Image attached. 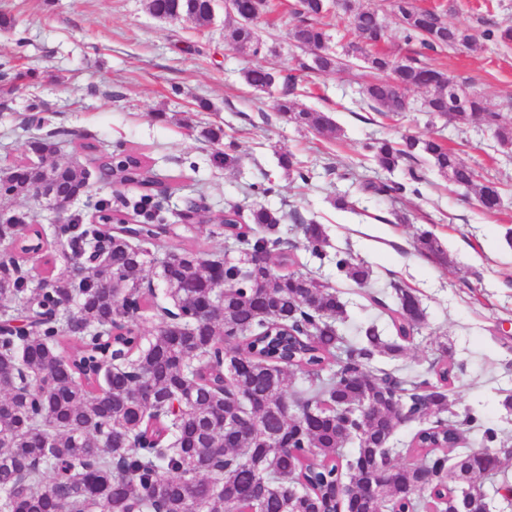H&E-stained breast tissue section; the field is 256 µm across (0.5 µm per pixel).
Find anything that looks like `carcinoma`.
I'll return each mask as SVG.
<instances>
[{"instance_id": "cac0c4a2", "label": "carcinoma", "mask_w": 512, "mask_h": 512, "mask_svg": "<svg viewBox=\"0 0 512 512\" xmlns=\"http://www.w3.org/2000/svg\"><path fill=\"white\" fill-rule=\"evenodd\" d=\"M269 8L260 0H234L237 17L229 38L258 55L264 46L252 20ZM406 40L434 50L469 48V30L448 25L440 14L396 4ZM158 17L211 23L207 0H150ZM344 14L358 42L347 55L363 62L370 80L362 102L380 113L411 109L409 92L421 90L425 112H448L447 72L413 56L384 49L385 25L376 10L344 0ZM322 0H298L290 37L301 47L321 48L310 66L333 71L338 57L320 19ZM244 82L268 92L275 72L255 65ZM465 103L459 117L512 145V125L501 122L482 98L454 86ZM278 111L301 127L333 136L338 127L323 112L297 109L283 94ZM364 150L376 166L392 172L405 161H428L449 183L475 191L489 212L499 209L493 183H480L458 152L437 137L372 139ZM97 182L134 185L138 196L124 200L115 224H85L72 216L47 234L41 224L17 213L0 223V302L19 304L32 319L28 336L0 332V512H453V500L468 496V512H490L481 480L497 476L505 459L491 453L498 433L484 430L478 456L462 447V434L478 426L479 413L456 407L449 396L458 379L447 352L409 375L375 366L396 359L425 320L414 291L390 283L391 302L377 301L390 318L392 340L373 322L348 338L339 292L302 269L297 251L322 260L330 247L323 225L301 224L305 243L284 239L282 211L259 204L251 226L217 223L236 260L210 259L172 247L160 260L155 247L178 236L166 222L147 157L136 150L96 158ZM46 172L60 193L74 191L88 173L51 163ZM425 177L408 167L404 178L368 179L362 190L396 199L419 193ZM106 239L104 260L79 266L89 243ZM52 247L68 266L51 267L35 280L25 267L34 254ZM420 252L443 258L437 239L423 231ZM265 264L254 266L251 256ZM338 275L362 286L371 268L348 250H336ZM158 277L173 307L162 305L148 272ZM224 271V292L213 285V267ZM158 318L151 336L141 333L146 314ZM300 372L305 385L288 394L285 375ZM372 405L365 422L358 407ZM427 421L409 448L389 447L395 430L393 405ZM350 452H345L347 445ZM455 449L453 464L445 451ZM413 461L395 465L401 452ZM396 466L392 478L385 477ZM470 470V483L453 480ZM373 485L378 494L360 490Z\"/></svg>"}]
</instances>
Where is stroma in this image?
<instances>
[{
    "label": "stroma",
    "instance_id": "1",
    "mask_svg": "<svg viewBox=\"0 0 512 512\" xmlns=\"http://www.w3.org/2000/svg\"><path fill=\"white\" fill-rule=\"evenodd\" d=\"M273 2L276 12L257 22L265 48L255 57L229 44V20L220 9L198 29L156 19L148 0H0V19L9 21L0 26V167L36 162L28 145L47 135L55 144L53 161L90 171L95 165L78 150L80 142L105 153L144 148L153 174L173 185L162 201L169 219L191 200L208 211L210 223L194 225L184 245L213 255L223 254L224 238L214 234L212 220L232 205L244 224L258 204L282 210L283 236L292 241L301 237L299 219L323 224L332 247L350 250L374 271L364 288L339 277L331 261L301 252L317 276L340 290L348 311L343 332L372 318L391 335L387 317L369 304L367 293L389 292L393 280L414 289L425 312L422 328L397 360L382 357L378 366L420 371L447 344L449 359L462 367L452 395L458 407L481 415L466 446L482 447L487 427L511 438L512 413L503 401L512 396V148L480 126L430 118L420 109L418 90L410 94L414 109L399 116L360 107L359 91L369 78L361 62L346 56L333 72L302 70L311 54L288 35L295 0ZM361 2L383 19L388 51L447 71L512 124V44L480 36L512 26V0H414L479 35L471 48L435 51L406 41L393 16L394 0ZM257 64L296 74L295 101L332 116L340 138L296 126L279 112L277 93L248 87L242 72ZM210 129L220 131L219 141L206 138ZM405 134L442 138L483 178L498 183L500 210L484 211L473 190L449 184L424 161L419 194L394 201L364 194V179L398 181L404 174L377 169L364 143ZM219 150L239 155V167L216 163ZM284 153L302 161L307 180L281 167ZM263 185L269 195L257 194ZM339 194L356 200L357 212L337 209L332 200ZM425 230L445 259L417 251Z\"/></svg>",
    "mask_w": 512,
    "mask_h": 512
}]
</instances>
